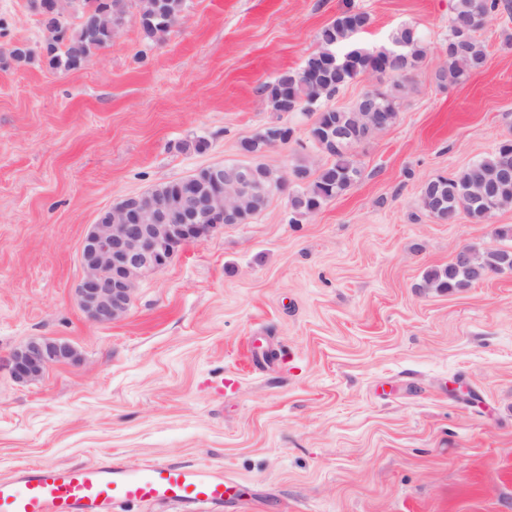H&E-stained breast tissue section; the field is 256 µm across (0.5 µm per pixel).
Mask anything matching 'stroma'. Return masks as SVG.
Here are the masks:
<instances>
[{
	"mask_svg": "<svg viewBox=\"0 0 512 512\" xmlns=\"http://www.w3.org/2000/svg\"><path fill=\"white\" fill-rule=\"evenodd\" d=\"M35 2L0 0V361L32 336L78 357L30 385L0 370V476L112 456L222 470L251 499L221 512H512V271L422 285L458 249L502 247L512 208L445 223L420 201L512 138V13L477 32L485 68L448 84L453 0H353L372 17L357 44L411 24L426 45L395 124L354 150L361 180L298 224L286 185L96 323L76 298L90 225L243 162L240 141L278 120L261 87L301 68L344 0H186L157 43L125 0L112 43L71 70L10 60L46 37ZM286 121L292 142L263 163L326 164L311 117Z\"/></svg>",
	"mask_w": 512,
	"mask_h": 512,
	"instance_id": "1",
	"label": "stroma"
}]
</instances>
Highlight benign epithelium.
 I'll list each match as a JSON object with an SVG mask.
<instances>
[{"label": "benign epithelium", "instance_id": "1", "mask_svg": "<svg viewBox=\"0 0 512 512\" xmlns=\"http://www.w3.org/2000/svg\"><path fill=\"white\" fill-rule=\"evenodd\" d=\"M253 164H239L232 175L243 198H224V165H210L203 177H188L172 187L168 200L147 194L126 198L110 210L105 222L91 225L80 247L83 278L76 289L81 310L92 321L112 323L129 310L137 278L163 269L175 252L190 243H201L220 226L232 223L242 199H270L275 191L253 181ZM179 208L173 223L168 201ZM75 357L65 341L31 337L19 344L7 360L11 378L21 384L41 380L54 365Z\"/></svg>", "mask_w": 512, "mask_h": 512}]
</instances>
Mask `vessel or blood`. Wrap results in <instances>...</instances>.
Wrapping results in <instances>:
<instances>
[{"instance_id":"vessel-or-blood-1","label":"vessel or blood","mask_w":512,"mask_h":512,"mask_svg":"<svg viewBox=\"0 0 512 512\" xmlns=\"http://www.w3.org/2000/svg\"><path fill=\"white\" fill-rule=\"evenodd\" d=\"M242 491L206 465L102 459L83 465H37L0 477V512H112L131 503L185 507L238 503Z\"/></svg>"}]
</instances>
